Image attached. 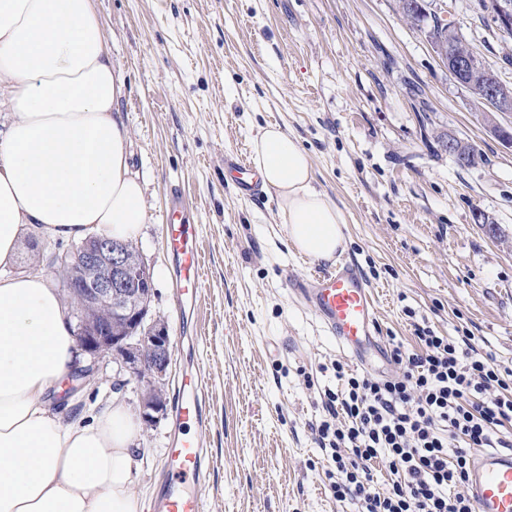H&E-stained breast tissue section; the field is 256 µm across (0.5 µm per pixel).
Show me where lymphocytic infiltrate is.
<instances>
[{"instance_id": "lymphocytic-infiltrate-1", "label": "lymphocytic infiltrate", "mask_w": 512, "mask_h": 512, "mask_svg": "<svg viewBox=\"0 0 512 512\" xmlns=\"http://www.w3.org/2000/svg\"><path fill=\"white\" fill-rule=\"evenodd\" d=\"M417 339L418 349L393 347L390 376L333 366L340 388L328 392L314 435L331 460L332 495L353 512H474L471 451L507 445L499 429L512 423V366L480 353L468 335L422 328Z\"/></svg>"}]
</instances>
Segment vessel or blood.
<instances>
[{
    "label": "vessel or blood",
    "mask_w": 512,
    "mask_h": 512,
    "mask_svg": "<svg viewBox=\"0 0 512 512\" xmlns=\"http://www.w3.org/2000/svg\"><path fill=\"white\" fill-rule=\"evenodd\" d=\"M226 165L234 171L242 196L259 191L261 180L247 159L230 158ZM180 208L179 191H171L163 234L177 267L179 293L193 303L200 292L201 257L196 227L185 223ZM303 295L344 351L355 355L365 345L377 343V298L353 262L313 270ZM201 386L199 374L183 377L176 416L179 425L192 422L205 428ZM201 461L197 437L178 433L167 450L169 479L152 504L153 512H204L203 498L192 488L199 479ZM469 489L475 512H512V449L476 454L470 466Z\"/></svg>",
    "instance_id": "1"
}]
</instances>
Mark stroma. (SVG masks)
<instances>
[{
	"label": "stroma",
	"mask_w": 512,
	"mask_h": 512,
	"mask_svg": "<svg viewBox=\"0 0 512 512\" xmlns=\"http://www.w3.org/2000/svg\"><path fill=\"white\" fill-rule=\"evenodd\" d=\"M125 82L119 116L131 169L145 184L136 244L152 272L153 314L172 342L167 410L140 429L132 490L150 506L168 478L166 450L183 375L199 371L208 419L198 491L206 512H350L328 489V457L311 426L324 414L332 363L383 374L391 365L342 352L296 292L326 261L297 255L274 191L247 201L224 174L272 123L310 154L315 187L344 217L337 261L355 263L378 298L384 343L416 331L470 333L512 365V148L483 120L397 0H96ZM512 85L507 49L472 0H429ZM456 135L483 162L457 167ZM197 227L201 298L181 304L162 233L171 188ZM140 393L112 361L50 409L91 414Z\"/></svg>",
	"instance_id": "obj_1"
}]
</instances>
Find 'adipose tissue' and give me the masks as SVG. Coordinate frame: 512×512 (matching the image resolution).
Returning <instances> with one entry per match:
<instances>
[{
	"label": "adipose tissue",
	"instance_id": "adipose-tissue-1",
	"mask_svg": "<svg viewBox=\"0 0 512 512\" xmlns=\"http://www.w3.org/2000/svg\"><path fill=\"white\" fill-rule=\"evenodd\" d=\"M123 90L95 0H0V512H137L136 423L117 396L88 420L50 412L80 361L73 328L47 277L10 271L30 224L139 236L144 185L114 114ZM251 155L296 251L335 259L343 216L314 187L308 151L269 124Z\"/></svg>",
	"mask_w": 512,
	"mask_h": 512
}]
</instances>
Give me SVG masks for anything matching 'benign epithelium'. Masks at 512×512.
<instances>
[{
    "mask_svg": "<svg viewBox=\"0 0 512 512\" xmlns=\"http://www.w3.org/2000/svg\"><path fill=\"white\" fill-rule=\"evenodd\" d=\"M496 30L511 45L512 0H489ZM399 10L413 22L420 16L431 19V33L448 30L447 12H429L420 0H399ZM432 49L448 74L462 87L467 75L479 69L467 45L459 43L448 55L444 40L432 38ZM489 108L488 127L499 126L494 114L512 112V94L499 83L479 89ZM36 261L59 269L65 304L77 319L74 336L88 364L75 371V377L91 376L100 361L111 358L142 388L141 418L153 426L166 410V378L171 363L172 343L164 321L150 314L154 293L152 275L136 246L105 235L87 238L73 252L50 255L37 250Z\"/></svg>",
    "mask_w": 512,
    "mask_h": 512,
    "instance_id": "benign-epithelium-1",
    "label": "benign epithelium"
}]
</instances>
